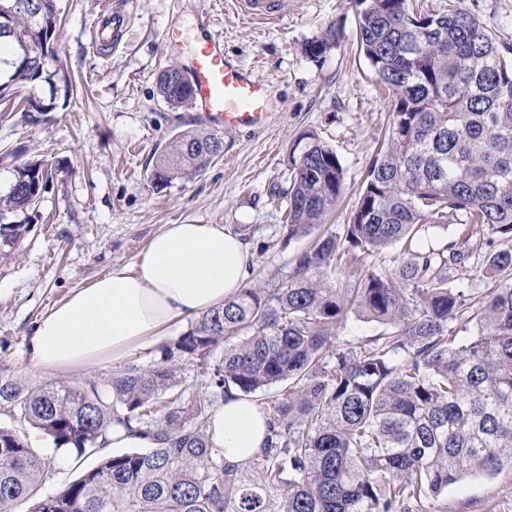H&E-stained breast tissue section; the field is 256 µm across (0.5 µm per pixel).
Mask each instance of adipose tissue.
Here are the masks:
<instances>
[{
  "label": "adipose tissue",
  "instance_id": "adipose-tissue-1",
  "mask_svg": "<svg viewBox=\"0 0 512 512\" xmlns=\"http://www.w3.org/2000/svg\"><path fill=\"white\" fill-rule=\"evenodd\" d=\"M252 260L248 244L224 225H166L133 264L112 267L39 318L30 362L39 370L70 371L120 360L159 341L172 324L237 294ZM208 432L225 460H250L265 441L263 409L233 394L214 411Z\"/></svg>",
  "mask_w": 512,
  "mask_h": 512
}]
</instances>
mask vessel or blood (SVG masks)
Returning a JSON list of instances; mask_svg holds the SVG:
<instances>
[{
	"label": "vessel or blood",
	"instance_id": "1",
	"mask_svg": "<svg viewBox=\"0 0 512 512\" xmlns=\"http://www.w3.org/2000/svg\"><path fill=\"white\" fill-rule=\"evenodd\" d=\"M240 6L253 19L274 17L281 8L280 0H240ZM164 41L190 74L200 117L220 130L266 126L273 110L269 86L225 52L207 12H199L192 27H169Z\"/></svg>",
	"mask_w": 512,
	"mask_h": 512
}]
</instances>
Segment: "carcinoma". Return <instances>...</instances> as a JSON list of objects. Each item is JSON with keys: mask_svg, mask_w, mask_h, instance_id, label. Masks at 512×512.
<instances>
[{"mask_svg": "<svg viewBox=\"0 0 512 512\" xmlns=\"http://www.w3.org/2000/svg\"><path fill=\"white\" fill-rule=\"evenodd\" d=\"M39 0H0V102L27 89L32 123L72 91L60 59L38 64L59 38L58 17ZM360 53L393 99L390 125L347 224L300 250L274 287L250 284L202 313L162 347L161 361L130 363L104 384L35 383L0 370V416L46 437L53 454L0 425V512H410L427 491L439 498L466 475L512 466V47L497 44L470 13L425 12L416 0H348ZM329 30L305 45L318 58ZM157 76L171 108L192 104L191 86ZM46 86L48 97L36 88ZM224 151L214 131L176 133L152 180L195 174ZM285 239L327 223L345 190L337 153L306 131L288 156ZM52 179L44 159L13 169L0 193V247L26 233ZM469 231L438 248L436 224ZM487 235L484 270L495 285L478 299L451 283L475 269L476 235ZM398 244L400 259L351 288L326 271ZM386 331L334 347L350 309ZM475 322L467 342L450 324ZM222 356L214 358L217 350ZM207 375L192 403L179 366ZM288 383L265 408V446L248 464L224 460L208 423L215 397ZM155 444L112 452V425ZM98 464L58 492L43 482L56 455Z\"/></svg>", "mask_w": 512, "mask_h": 512, "instance_id": "cac0c4a2", "label": "carcinoma"}]
</instances>
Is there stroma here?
I'll return each instance as SVG.
<instances>
[{
    "mask_svg": "<svg viewBox=\"0 0 512 512\" xmlns=\"http://www.w3.org/2000/svg\"><path fill=\"white\" fill-rule=\"evenodd\" d=\"M101 0H57L59 56L73 85L48 121L30 123L19 103L0 104V189L16 161L6 151L52 165L25 236L0 258V369L32 380L107 382L124 363L160 360L159 346L132 349L125 361L74 372L31 368L28 342L39 317L76 288L137 260L168 224H221L240 233L253 252L250 282L281 280L307 238L284 241L283 209L271 201L287 189L288 153L304 131L316 132L341 159L345 194L319 233L346 224L382 144L392 112L356 40L347 0H287L265 22L245 19L234 0H114L130 21L117 48L92 44ZM473 14L498 44L512 46V0H422L426 10L449 3ZM209 9L225 51L270 87L275 110L265 127L224 132V153L186 179L155 185L159 146L196 128L193 108L172 109L156 93V76L173 59L163 36L174 22H193ZM342 37L314 59L305 44L327 28ZM512 512V468L450 485L442 503L430 493L412 512Z\"/></svg>",
    "mask_w": 512,
    "mask_h": 512,
    "instance_id": "1",
    "label": "stroma"
}]
</instances>
